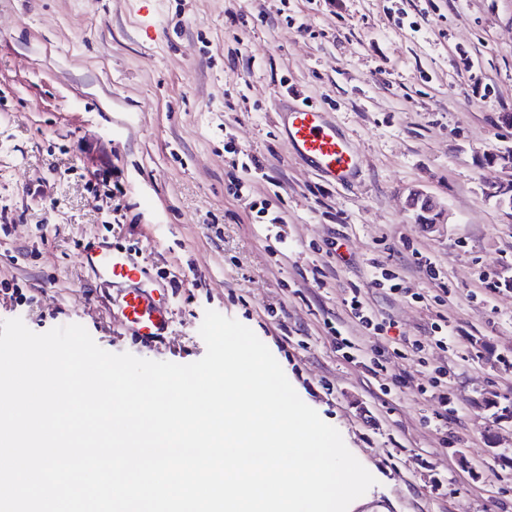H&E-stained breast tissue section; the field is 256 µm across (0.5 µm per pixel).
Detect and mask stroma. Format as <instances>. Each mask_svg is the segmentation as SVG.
<instances>
[{
    "label": "stroma",
    "mask_w": 512,
    "mask_h": 512,
    "mask_svg": "<svg viewBox=\"0 0 512 512\" xmlns=\"http://www.w3.org/2000/svg\"><path fill=\"white\" fill-rule=\"evenodd\" d=\"M287 89L349 135L357 187L290 157L276 124ZM507 113L512 0H0V208L16 217L0 232V280L35 294L29 306L0 294V321L78 323L108 352L187 364L204 356L199 328L215 310L254 331L374 476L348 512H512V215L485 194L512 181L497 160L512 154ZM84 141L122 173L120 224L101 223ZM237 150L268 174L239 198L226 192L243 176ZM46 181L51 198L30 195ZM415 189L444 223L417 222ZM271 195L283 223L257 209ZM105 234L179 283L153 345L126 334L110 287L81 266L83 242ZM378 263L401 290L371 287ZM355 288L391 319L387 334L358 326L345 305ZM441 321L448 349L413 352ZM339 333L356 360L336 351ZM378 346L408 386L368 371ZM439 367L454 397L441 422L413 385Z\"/></svg>",
    "instance_id": "35a3bbf8"
}]
</instances>
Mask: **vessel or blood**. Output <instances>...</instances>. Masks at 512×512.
Returning <instances> with one entry per match:
<instances>
[{"mask_svg": "<svg viewBox=\"0 0 512 512\" xmlns=\"http://www.w3.org/2000/svg\"><path fill=\"white\" fill-rule=\"evenodd\" d=\"M278 127L293 159L336 186L348 188L356 183L361 172L359 155L327 112L285 103L278 113ZM81 254L84 267L115 288L112 305L128 334L147 342L163 338L169 318L159 295L165 285L149 279L139 252L101 238L84 244Z\"/></svg>", "mask_w": 512, "mask_h": 512, "instance_id": "b4317fda", "label": "vessel or blood"}]
</instances>
